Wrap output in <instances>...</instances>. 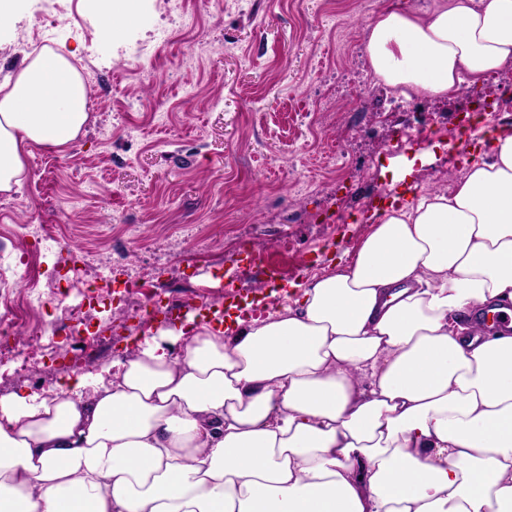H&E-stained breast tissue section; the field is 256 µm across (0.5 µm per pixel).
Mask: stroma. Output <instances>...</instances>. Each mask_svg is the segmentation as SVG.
Masks as SVG:
<instances>
[{"instance_id":"1","label":"stroma","mask_w":512,"mask_h":512,"mask_svg":"<svg viewBox=\"0 0 512 512\" xmlns=\"http://www.w3.org/2000/svg\"><path fill=\"white\" fill-rule=\"evenodd\" d=\"M139 0L138 18L106 37L91 0H16L0 27V83L31 57L21 35L46 34L85 73L89 119L67 146L32 147L19 188L0 193V258L21 251L67 271L116 258L90 335L68 333L74 296L45 318L61 334L21 378L0 371V397L43 398L95 375L133 337L223 315L226 297L269 306L354 254L369 215L403 186L451 190L460 156L439 143L465 121L512 126L492 103L512 70L459 97L405 99L369 70L366 26L379 0ZM187 19L154 37L172 11ZM427 150L426 162L413 156ZM27 224H54L64 246L40 252ZM158 302L139 316L126 279Z\"/></svg>"}]
</instances>
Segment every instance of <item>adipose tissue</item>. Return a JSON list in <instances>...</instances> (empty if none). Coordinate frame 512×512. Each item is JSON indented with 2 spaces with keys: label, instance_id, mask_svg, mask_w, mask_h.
I'll return each instance as SVG.
<instances>
[{
  "label": "adipose tissue",
  "instance_id": "obj_1",
  "mask_svg": "<svg viewBox=\"0 0 512 512\" xmlns=\"http://www.w3.org/2000/svg\"><path fill=\"white\" fill-rule=\"evenodd\" d=\"M367 64L447 100L512 68V0H382ZM88 90L42 52L0 84V192L81 133ZM353 259L290 305L183 351L146 340L108 382L0 399V512H512V129L453 191L374 212Z\"/></svg>",
  "mask_w": 512,
  "mask_h": 512
}]
</instances>
